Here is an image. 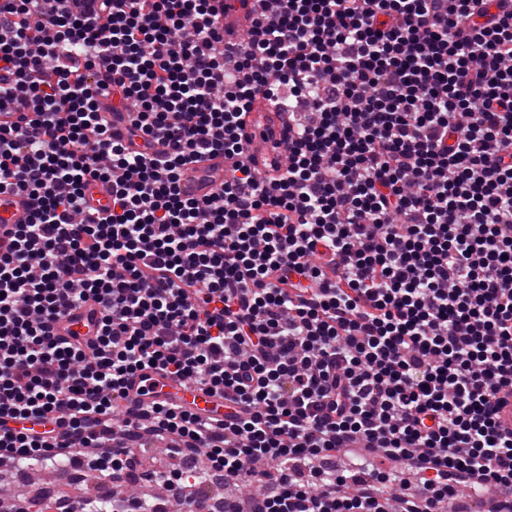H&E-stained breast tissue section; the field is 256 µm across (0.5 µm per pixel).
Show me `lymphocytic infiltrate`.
<instances>
[{
	"instance_id": "f902f5d3",
	"label": "lymphocytic infiltrate",
	"mask_w": 512,
	"mask_h": 512,
	"mask_svg": "<svg viewBox=\"0 0 512 512\" xmlns=\"http://www.w3.org/2000/svg\"><path fill=\"white\" fill-rule=\"evenodd\" d=\"M273 3L240 47L224 0H0V193L37 203L0 246V460L112 476L148 434L247 512H512V0ZM259 96L294 122L271 182ZM90 300L84 350L52 326ZM148 368L223 421L114 425Z\"/></svg>"
}]
</instances>
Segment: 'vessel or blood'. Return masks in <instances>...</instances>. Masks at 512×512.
<instances>
[{
    "instance_id": "obj_1",
    "label": "vessel or blood",
    "mask_w": 512,
    "mask_h": 512,
    "mask_svg": "<svg viewBox=\"0 0 512 512\" xmlns=\"http://www.w3.org/2000/svg\"><path fill=\"white\" fill-rule=\"evenodd\" d=\"M230 7L224 12L223 24L225 37L236 41L247 39L255 19L267 11L268 0H229ZM287 113L267 107L263 102H255L248 112L243 135L252 138V152L257 159V168L263 178L276 177L277 172L271 166L274 156L273 143H286L288 140ZM31 198L20 195H0V242L8 238L9 229L25 219L34 208ZM101 317L99 306L86 304L75 310L66 320L57 326L58 335L70 341L91 347L95 341L97 323ZM150 400L180 404L192 408L207 418H223L224 396L204 388L189 384L187 381L172 378L158 371L136 376L127 386L118 408L123 417H130L132 411Z\"/></svg>"
}]
</instances>
